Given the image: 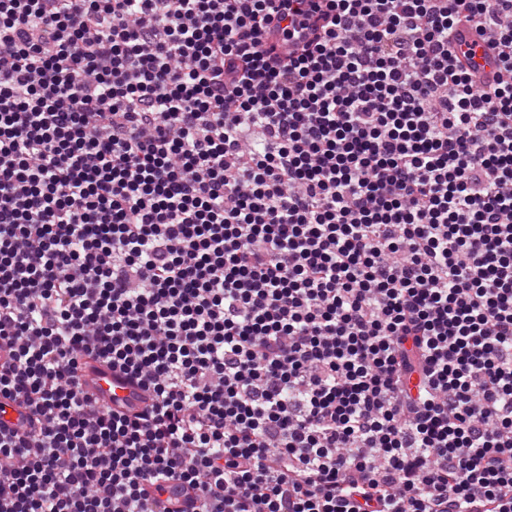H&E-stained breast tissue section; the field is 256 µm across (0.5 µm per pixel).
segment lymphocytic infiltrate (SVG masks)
<instances>
[{
    "label": "lymphocytic infiltrate",
    "mask_w": 512,
    "mask_h": 512,
    "mask_svg": "<svg viewBox=\"0 0 512 512\" xmlns=\"http://www.w3.org/2000/svg\"><path fill=\"white\" fill-rule=\"evenodd\" d=\"M4 406L0 512H512V0H0ZM458 60L464 69L476 79L489 80L497 73L498 55L495 49L487 46L485 41L473 29L463 26L457 30ZM84 389L107 406H138L141 404L143 391L128 382L124 377L112 373L106 365L87 369L83 378Z\"/></svg>",
    "instance_id": "f902f5d3"
}]
</instances>
